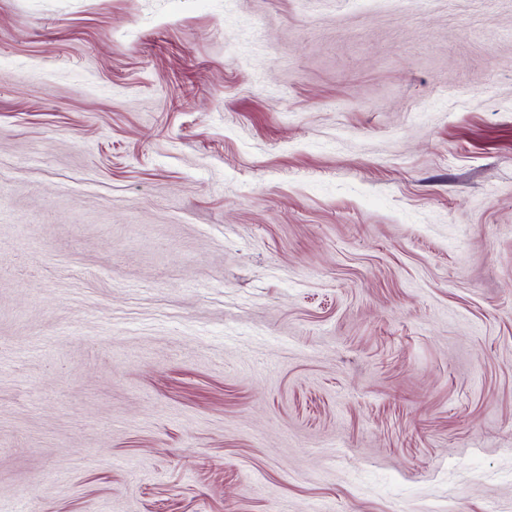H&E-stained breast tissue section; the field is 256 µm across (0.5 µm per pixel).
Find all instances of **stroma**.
Segmentation results:
<instances>
[{
    "mask_svg": "<svg viewBox=\"0 0 512 512\" xmlns=\"http://www.w3.org/2000/svg\"><path fill=\"white\" fill-rule=\"evenodd\" d=\"M512 512V0H0V499Z\"/></svg>",
    "mask_w": 512,
    "mask_h": 512,
    "instance_id": "obj_1",
    "label": "stroma"
}]
</instances>
